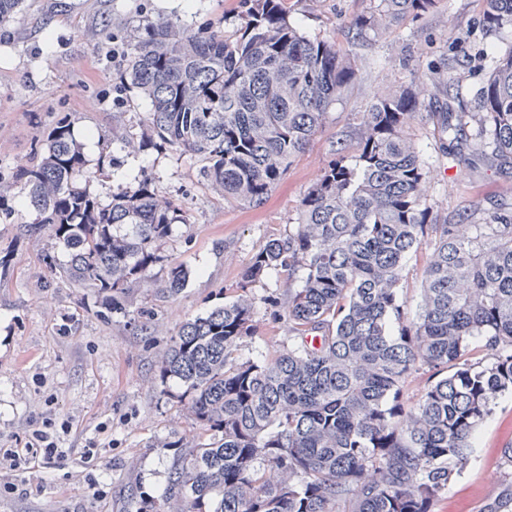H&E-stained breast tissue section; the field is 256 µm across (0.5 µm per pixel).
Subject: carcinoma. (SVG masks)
I'll return each instance as SVG.
<instances>
[{
    "label": "carcinoma",
    "mask_w": 512,
    "mask_h": 512,
    "mask_svg": "<svg viewBox=\"0 0 512 512\" xmlns=\"http://www.w3.org/2000/svg\"><path fill=\"white\" fill-rule=\"evenodd\" d=\"M243 25L197 31L150 22L128 45L124 80L151 101L158 144L201 158V177L233 206L263 204L358 76L352 48L310 39L282 0H240ZM438 0H380L354 21L353 40L422 18ZM512 25V0H486L488 35ZM422 90L374 96L356 124L352 163L331 159L302 198L294 231L271 238L244 269L236 298L183 323L157 365L176 379L199 433L179 449L163 496L135 512H431L467 463L499 396L512 393V208L482 224H430L428 171L408 124ZM474 139L512 164V48L479 89ZM440 147L461 153L466 114L436 113ZM88 177L71 127H56L38 161L18 169L36 223L67 251L50 268L115 302L154 285L158 244L188 208L148 179L102 204L76 186ZM416 318L406 316L403 270L425 239ZM302 273L274 316L292 344L258 362L235 357L254 333L248 286L269 270ZM187 272L173 265L164 288ZM398 324V335L392 324ZM430 373L417 403L402 398ZM504 479L479 512H512V448Z\"/></svg>",
    "instance_id": "1"
}]
</instances>
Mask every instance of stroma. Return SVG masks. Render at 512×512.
<instances>
[{"label":"stroma","instance_id":"stroma-1","mask_svg":"<svg viewBox=\"0 0 512 512\" xmlns=\"http://www.w3.org/2000/svg\"><path fill=\"white\" fill-rule=\"evenodd\" d=\"M378 0H285L290 21L305 35L340 43L354 19ZM485 0H439L425 18L408 17L366 45L356 46L359 73L334 104L322 127L289 168L265 204H225L200 175L197 156L148 144L151 102L123 83L124 62L114 52L141 34L148 22L180 20L197 29L240 28V0H23L0 24V442L18 444L42 421L70 422L62 435L63 464L35 463L0 471V482L23 495L0 498V512H132L140 496L159 498L176 454L171 444L196 434L178 400L176 380L160 383L156 364L185 321L234 299L243 269L269 238L295 228L299 204L332 159L338 139L346 155L356 115L377 92L417 84L425 89L422 114L407 133L430 168L425 183L435 224H475L497 205L512 203V168L490 160L463 168L437 149L434 112L445 106L477 114L476 93L491 70L487 51L512 48V26L484 34ZM454 71L452 86L439 72ZM68 123L84 143L85 187L109 201L118 186L145 176L158 195L185 202L189 221L161 242L164 263L153 267L154 287L136 288L106 308L95 289L51 272L47 259L67 254L49 231L27 232L36 214L15 179L17 167L35 161L49 133ZM138 141L113 144L115 128ZM115 162L99 166L103 148ZM181 265L188 283L179 293L163 284L169 263ZM299 276L268 272L253 283L255 335L236 356L259 361L288 343V324L274 319L271 299L286 298ZM98 454L82 456L89 441ZM512 448V394L499 397L479 430L467 466L434 503L432 512H476L503 476L500 457Z\"/></svg>","mask_w":512,"mask_h":512}]
</instances>
